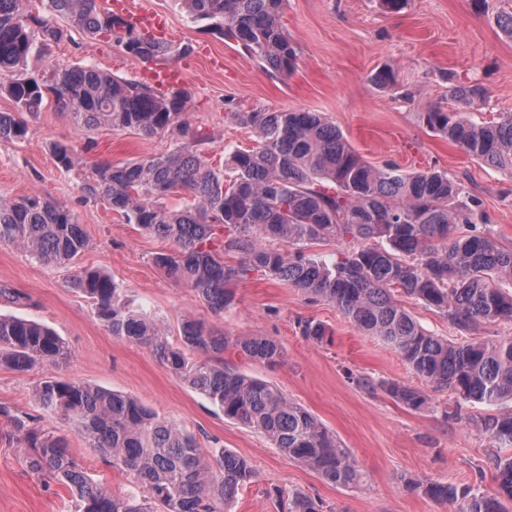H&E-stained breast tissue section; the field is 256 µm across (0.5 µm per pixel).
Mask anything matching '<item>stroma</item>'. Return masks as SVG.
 I'll list each match as a JSON object with an SVG mask.
<instances>
[{
    "label": "stroma",
    "mask_w": 512,
    "mask_h": 512,
    "mask_svg": "<svg viewBox=\"0 0 512 512\" xmlns=\"http://www.w3.org/2000/svg\"><path fill=\"white\" fill-rule=\"evenodd\" d=\"M149 2L168 17L166 39L180 47V54L161 63L145 61L108 39L78 35L54 46L47 60L30 58L29 70H40L48 61L92 64L143 82L161 68L177 69L191 92L184 119L191 131L203 134L197 149L209 158L255 143L253 130L230 120V113H321L372 166L393 163L405 171L447 172L478 200L488 217L485 231L512 244V174L471 158L422 121L430 109L451 110L448 89L457 84L487 91L485 101L470 110L473 121L512 113V39L493 21L512 0H487L479 8L472 0H408L399 11L384 9L379 0H288L283 24L298 57L295 71L285 76L267 72L250 52L192 22L176 0ZM385 67L397 72V88L373 83V75ZM24 120V140H0V199L38 194L56 201L77 215L88 246L70 264L56 265L0 244V285L29 298L24 306L0 298V313L50 327L71 351L62 366L45 363L24 372L0 368V405L11 414H28L44 428H55L56 419L33 399L36 387L50 378H72L136 398L159 418L194 433L202 451L225 448L250 463L256 476L239 490L230 512H282L279 495L295 491L320 500L329 512H455L425 496L419 484L494 489L493 459L512 450L495 447L469 425V418L487 413L486 405L433 388L381 341L362 335L334 305L309 299L265 272L235 283L234 308L213 313L190 287L154 265L153 256L168 251L169 242L85 194L94 161L123 163L167 153L175 147L173 140L112 126L80 129L51 104ZM53 142L75 152L74 167H59L49 150ZM84 268L110 274L125 288L133 310L164 316L171 344H178L186 317L231 337L259 335L279 342L286 359L275 369L232 348L224 360L279 387L335 432L363 472V487L345 489L325 481L263 434L225 418L149 347L113 337L93 303L71 284ZM305 321L328 327L332 342L306 340L300 333ZM358 375L421 390L429 402L409 408L383 390L357 386ZM68 439L93 482L117 494L129 489L125 470L89 448L77 432H69ZM26 455L8 417L0 416V512H75L70 492L29 469Z\"/></svg>",
    "instance_id": "35a3bbf8"
}]
</instances>
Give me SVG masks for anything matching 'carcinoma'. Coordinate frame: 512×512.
<instances>
[{"label":"carcinoma","mask_w":512,"mask_h":512,"mask_svg":"<svg viewBox=\"0 0 512 512\" xmlns=\"http://www.w3.org/2000/svg\"><path fill=\"white\" fill-rule=\"evenodd\" d=\"M63 20L51 23L29 13V0H0V93L16 111L0 112V139L20 140L22 113L49 101L79 128L108 124L144 137L168 135L177 150L120 164L98 161L85 192L123 214L172 249L153 256L169 278L188 285L216 314L234 307L231 285L263 271L336 308L361 332L375 336L431 386L490 407L512 403V338L459 342L426 331L398 303V291L434 308L456 329L472 333L512 321V246L477 228L487 223L479 204L443 171L375 168L349 145L336 125L316 112H236L257 145L224 151L213 161L195 149V135L181 120L190 99L184 88L164 91L120 79L87 64H50L25 73L29 57L47 55L77 32L105 37L137 58L164 60L172 46L140 31L97 0H45ZM194 22L233 40L273 73L289 75L297 52L284 31L287 0H180ZM512 38V7L494 16ZM454 111L423 113L427 128L470 157L512 174V114L476 123L464 109L483 99L476 85L448 90ZM59 166L75 164L71 150L55 144ZM181 190L190 202L170 209L163 200ZM466 230L455 233L457 225ZM353 246L332 263L313 259L299 246L325 240ZM298 247L292 254L269 246ZM0 244L21 246L36 260L67 264L86 247L83 225L68 208L38 195L0 202ZM236 255L232 265L224 261ZM72 285L95 305L97 317L119 339L150 347L162 364L217 407L224 417L265 435L281 453L344 488H360L363 473L336 434L276 386L224 364L229 346L270 367L283 364L278 342L265 336L230 339L205 322L185 319L172 345L156 316L130 310L112 276L82 269ZM303 336L329 341L320 323L306 322ZM64 339L38 322L0 314V368L27 371L41 363L62 365ZM365 389L379 387L413 409L428 403L423 392L394 381L354 377ZM39 407L59 428L47 431L31 417L10 418L29 450L31 470L67 487L76 512H226L240 487L255 478L251 465L225 448L202 455L194 434L158 418L138 400L75 379L51 378L35 390ZM498 447H512V411L471 421ZM74 428L88 447L108 456L133 477V487L114 494L93 483L73 456L66 431ZM495 489L462 490L441 483L425 495L457 506V512H505L512 501V457L494 461ZM288 512H324L321 501L295 492Z\"/></svg>","instance_id":"cac0c4a2"}]
</instances>
